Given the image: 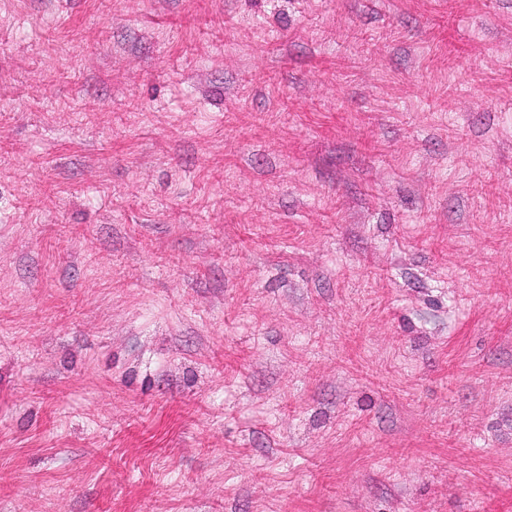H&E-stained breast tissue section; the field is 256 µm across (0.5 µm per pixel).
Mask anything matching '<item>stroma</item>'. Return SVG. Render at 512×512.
I'll return each instance as SVG.
<instances>
[{
  "label": "stroma",
  "mask_w": 512,
  "mask_h": 512,
  "mask_svg": "<svg viewBox=\"0 0 512 512\" xmlns=\"http://www.w3.org/2000/svg\"><path fill=\"white\" fill-rule=\"evenodd\" d=\"M0 512H512V0H0Z\"/></svg>",
  "instance_id": "stroma-1"
}]
</instances>
